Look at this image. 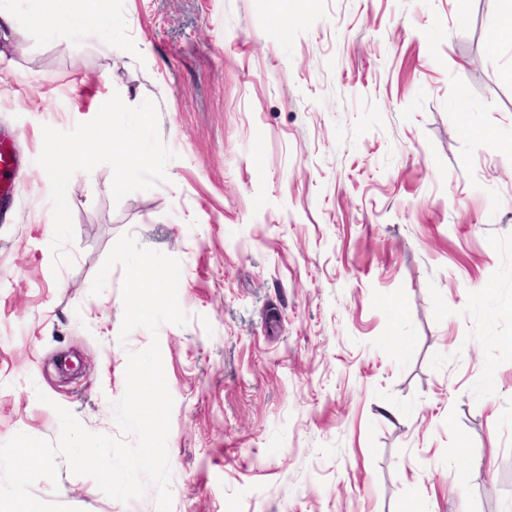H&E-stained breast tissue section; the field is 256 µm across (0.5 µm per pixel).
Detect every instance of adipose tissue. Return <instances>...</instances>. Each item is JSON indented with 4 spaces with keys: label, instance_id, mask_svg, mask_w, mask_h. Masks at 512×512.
I'll return each mask as SVG.
<instances>
[{
    "label": "adipose tissue",
    "instance_id": "adipose-tissue-1",
    "mask_svg": "<svg viewBox=\"0 0 512 512\" xmlns=\"http://www.w3.org/2000/svg\"><path fill=\"white\" fill-rule=\"evenodd\" d=\"M56 0H37L38 19L50 31L63 30L76 35L110 32L111 18L103 9L104 0H72L66 11H58Z\"/></svg>",
    "mask_w": 512,
    "mask_h": 512
}]
</instances>
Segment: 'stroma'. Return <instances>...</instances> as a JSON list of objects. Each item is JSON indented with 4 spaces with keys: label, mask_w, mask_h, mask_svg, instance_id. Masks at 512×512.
<instances>
[{
    "label": "stroma",
    "mask_w": 512,
    "mask_h": 512,
    "mask_svg": "<svg viewBox=\"0 0 512 512\" xmlns=\"http://www.w3.org/2000/svg\"><path fill=\"white\" fill-rule=\"evenodd\" d=\"M111 38L0 30V443L56 440V406L126 443L111 403L158 340L174 400L172 512H512V42L499 0H107ZM152 99L175 158L122 200L67 198L53 268L42 128ZM470 107L467 122L454 109ZM181 263L186 326L119 342L120 235ZM46 402H39L38 394ZM475 472L466 493L453 480ZM33 496L124 504L60 465ZM15 150L11 137L0 136V202L12 201L15 192Z\"/></svg>",
    "instance_id": "stroma-1"
}]
</instances>
